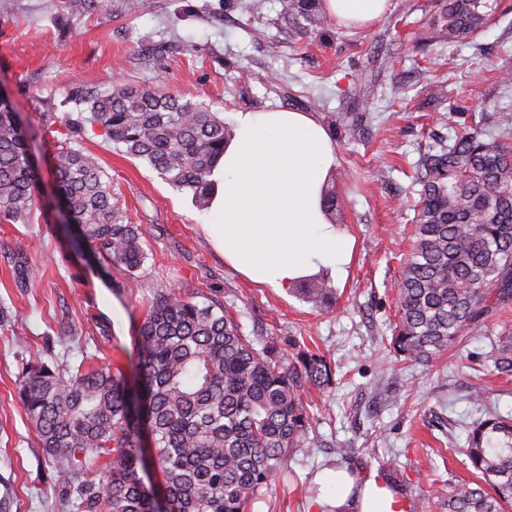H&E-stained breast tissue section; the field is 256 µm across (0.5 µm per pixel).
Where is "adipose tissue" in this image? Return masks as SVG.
<instances>
[{
    "label": "adipose tissue",
    "instance_id": "ef3b65f1",
    "mask_svg": "<svg viewBox=\"0 0 512 512\" xmlns=\"http://www.w3.org/2000/svg\"><path fill=\"white\" fill-rule=\"evenodd\" d=\"M332 21L369 25L392 0H324ZM231 139L210 177L204 230L224 260L250 282L280 291L324 272L347 273L353 242L331 224L322 198L336 148L312 114L285 109L235 112ZM339 512H403L378 479L355 489L342 469L328 473Z\"/></svg>",
    "mask_w": 512,
    "mask_h": 512
}]
</instances>
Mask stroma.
<instances>
[{"label": "stroma", "instance_id": "stroma-1", "mask_svg": "<svg viewBox=\"0 0 512 512\" xmlns=\"http://www.w3.org/2000/svg\"><path fill=\"white\" fill-rule=\"evenodd\" d=\"M0 0V92L26 128L39 174L37 206L25 224L0 223V512H78L41 447L19 398L32 357L51 366L118 365L133 371L134 337L159 294L194 291L224 304L245 335L275 337L281 353L320 351L334 373L324 394L304 403L317 447L288 460L290 474L248 512H326L336 494L324 472L344 467L357 482L395 461L407 500H447L471 480L461 455L482 416L469 394L486 389L512 414V380L488 359L497 312L430 367L386 351L397 320L394 286L409 258L412 165L433 135L479 125L494 130V105L512 107V0L467 44L434 38L438 0H392L365 29L330 24L301 32L278 0ZM163 85L219 113L310 112L336 146V225L353 239L336 299L312 309L295 291L239 276L211 247V215L150 165L126 154L96 124L82 121L74 91ZM444 88L435 101L432 86ZM360 131L348 138L346 127ZM94 155L128 222L140 225L148 254L140 285L101 256L73 250L58 221L54 142ZM351 449L341 458L339 449Z\"/></svg>", "mask_w": 512, "mask_h": 512}]
</instances>
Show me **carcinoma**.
Instances as JSON below:
<instances>
[{
  "label": "carcinoma",
  "instance_id": "1",
  "mask_svg": "<svg viewBox=\"0 0 512 512\" xmlns=\"http://www.w3.org/2000/svg\"><path fill=\"white\" fill-rule=\"evenodd\" d=\"M280 14L310 33L328 26L322 0H279ZM500 0H446L439 37L461 44L480 32ZM89 120L177 190L210 208L209 176L232 128L219 113L158 87L114 88L88 98ZM500 112L496 138L469 127L427 146L413 164L414 231L396 284L398 322L390 347L411 366H430L512 303V114ZM61 198L76 224L72 242L101 254L139 285L147 253L139 225L124 222L96 158L55 143ZM38 173L18 115L0 106V221L26 223ZM297 291L315 308L333 289L317 277ZM144 419L165 494L157 507L139 469L143 450L119 366L76 372L36 357L22 371L20 400L80 512H248L276 489L290 454L316 445L301 393L334 384L327 359L297 349L285 359L273 339L251 338L224 304L170 291L137 330ZM512 377V325L500 324L488 355ZM464 454L474 479L448 492V512H512V417L496 411L471 426ZM110 457L104 471L100 459ZM491 490H485V486Z\"/></svg>",
  "mask_w": 512,
  "mask_h": 512
}]
</instances>
